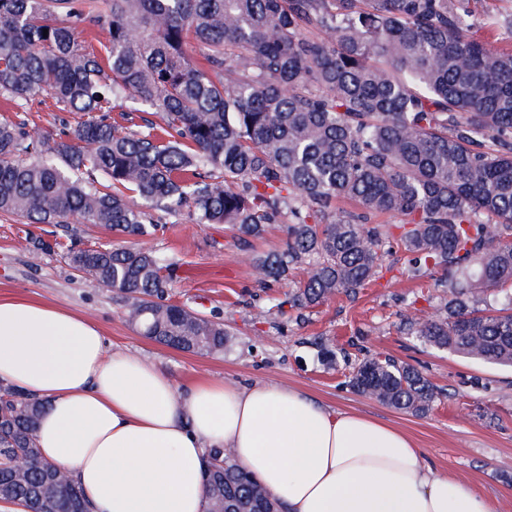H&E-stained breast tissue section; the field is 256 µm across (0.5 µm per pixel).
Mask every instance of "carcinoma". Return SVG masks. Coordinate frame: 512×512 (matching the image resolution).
I'll return each instance as SVG.
<instances>
[{
	"label": "carcinoma",
	"mask_w": 512,
	"mask_h": 512,
	"mask_svg": "<svg viewBox=\"0 0 512 512\" xmlns=\"http://www.w3.org/2000/svg\"><path fill=\"white\" fill-rule=\"evenodd\" d=\"M41 93L87 119L57 139L0 122V212L133 239L156 234L155 210L189 208L245 243L284 224L285 247L249 261L262 282L308 263L285 300L296 309L355 293L394 243L410 277L435 271L448 292L443 309L407 321L411 334L512 367V296L494 294L512 281V44L476 36L460 0H0V99ZM123 97L162 124L110 121ZM395 215L403 222L368 224ZM66 258L89 287L121 296L142 335L224 353L223 322L168 302L171 268L156 252L101 245ZM349 385L416 416L439 397L424 373L380 354ZM43 407L0 381V500L90 512L36 445ZM206 457V512H283L229 450Z\"/></svg>",
	"instance_id": "cac0c4a2"
}]
</instances>
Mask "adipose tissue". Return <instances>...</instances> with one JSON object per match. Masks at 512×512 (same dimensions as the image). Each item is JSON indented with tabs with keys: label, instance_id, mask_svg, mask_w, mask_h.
I'll return each mask as SVG.
<instances>
[{
	"label": "adipose tissue",
	"instance_id": "obj_1",
	"mask_svg": "<svg viewBox=\"0 0 512 512\" xmlns=\"http://www.w3.org/2000/svg\"><path fill=\"white\" fill-rule=\"evenodd\" d=\"M0 380L46 403L36 434L93 512H205L202 459L227 448L288 512H495L434 471L402 429L274 383L202 380L182 393L108 350L86 316L0 298Z\"/></svg>",
	"mask_w": 512,
	"mask_h": 512
}]
</instances>
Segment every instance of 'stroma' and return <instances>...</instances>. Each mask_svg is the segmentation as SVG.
<instances>
[{
    "instance_id": "1",
    "label": "stroma",
    "mask_w": 512,
    "mask_h": 512,
    "mask_svg": "<svg viewBox=\"0 0 512 512\" xmlns=\"http://www.w3.org/2000/svg\"><path fill=\"white\" fill-rule=\"evenodd\" d=\"M59 136L76 113L56 111L43 94L11 113ZM161 231L145 245L171 262V300L223 321L231 336L217 355L178 351L153 341L131 325L112 291L92 288L65 259L67 246L109 243L123 237L93 224H31L0 214V298L23 297L85 314L101 329L108 347L148 360L179 388L201 379L246 387L272 382L298 389L331 410L356 411L396 425L422 448L428 465L453 475L495 500L497 512H512V370L476 362L421 343L407 318L427 315L443 301L430 277L410 279L409 256L394 249L380 278L301 310L278 312L276 304L307 275L299 268L280 281L259 283L252 255L283 248L282 225L242 244L221 224H198L189 211L160 214ZM341 350L335 365L320 360L321 344ZM382 353L415 366L441 394L426 415L416 416L353 390L355 363Z\"/></svg>"
}]
</instances>
